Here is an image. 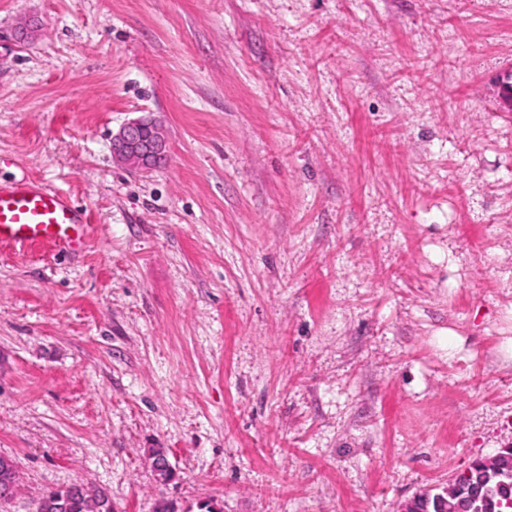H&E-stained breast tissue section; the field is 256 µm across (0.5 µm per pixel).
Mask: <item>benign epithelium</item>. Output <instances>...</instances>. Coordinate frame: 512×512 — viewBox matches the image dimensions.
Segmentation results:
<instances>
[{"instance_id": "benign-epithelium-1", "label": "benign epithelium", "mask_w": 512, "mask_h": 512, "mask_svg": "<svg viewBox=\"0 0 512 512\" xmlns=\"http://www.w3.org/2000/svg\"><path fill=\"white\" fill-rule=\"evenodd\" d=\"M167 148L165 129L147 117L125 123L112 136L113 158L134 172L151 170L166 157Z\"/></svg>"}]
</instances>
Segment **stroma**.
Returning <instances> with one entry per match:
<instances>
[{"mask_svg":"<svg viewBox=\"0 0 512 512\" xmlns=\"http://www.w3.org/2000/svg\"><path fill=\"white\" fill-rule=\"evenodd\" d=\"M511 80L512 0H0V182L91 226L0 249L10 512H400L512 448ZM167 148L165 129L147 117L125 123L112 136L113 158L134 172L151 170L166 157ZM112 501L101 490L83 484L49 489L34 502L32 512H112Z\"/></svg>","mask_w":512,"mask_h":512,"instance_id":"35a3bbf8","label":"stroma"}]
</instances>
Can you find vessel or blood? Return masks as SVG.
I'll list each match as a JSON object with an SVG mask.
<instances>
[{
  "instance_id": "vessel-or-blood-1",
  "label": "vessel or blood",
  "mask_w": 512,
  "mask_h": 512,
  "mask_svg": "<svg viewBox=\"0 0 512 512\" xmlns=\"http://www.w3.org/2000/svg\"><path fill=\"white\" fill-rule=\"evenodd\" d=\"M87 234L85 213L63 193L24 179L0 186V248L76 251Z\"/></svg>"
}]
</instances>
